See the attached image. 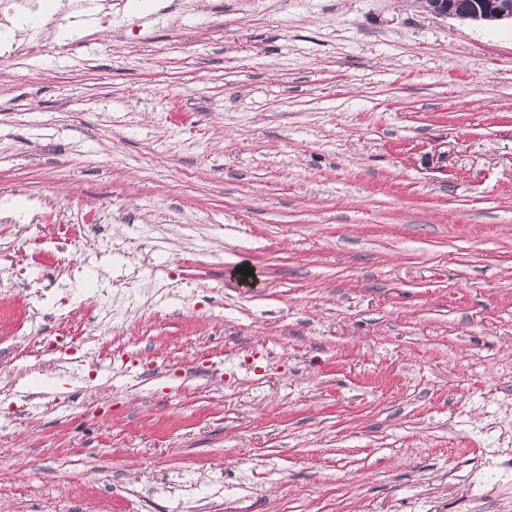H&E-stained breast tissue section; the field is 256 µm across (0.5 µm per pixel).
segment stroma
<instances>
[{
  "label": "stroma",
  "instance_id": "stroma-1",
  "mask_svg": "<svg viewBox=\"0 0 512 512\" xmlns=\"http://www.w3.org/2000/svg\"><path fill=\"white\" fill-rule=\"evenodd\" d=\"M71 2L0 25V512H512V23Z\"/></svg>",
  "mask_w": 512,
  "mask_h": 512
}]
</instances>
